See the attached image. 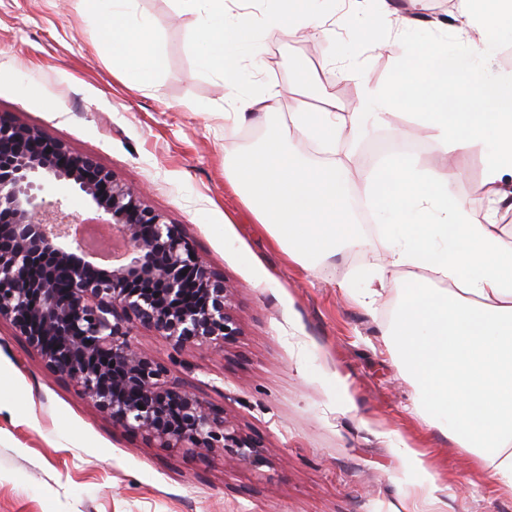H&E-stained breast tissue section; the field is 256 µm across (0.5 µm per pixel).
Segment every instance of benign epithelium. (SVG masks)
<instances>
[{"instance_id": "7a95c632", "label": "benign epithelium", "mask_w": 512, "mask_h": 512, "mask_svg": "<svg viewBox=\"0 0 512 512\" xmlns=\"http://www.w3.org/2000/svg\"><path fill=\"white\" fill-rule=\"evenodd\" d=\"M79 191L124 241L109 262L76 232L84 220L47 186ZM233 289L197 254L183 226L88 156L0 118V324L71 382L112 425L158 448L264 467V445L130 340L141 326L178 350H221L238 335Z\"/></svg>"}]
</instances>
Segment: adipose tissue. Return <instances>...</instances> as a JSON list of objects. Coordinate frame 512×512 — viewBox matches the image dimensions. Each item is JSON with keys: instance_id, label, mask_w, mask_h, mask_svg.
Instances as JSON below:
<instances>
[{"instance_id": "1", "label": "adipose tissue", "mask_w": 512, "mask_h": 512, "mask_svg": "<svg viewBox=\"0 0 512 512\" xmlns=\"http://www.w3.org/2000/svg\"><path fill=\"white\" fill-rule=\"evenodd\" d=\"M181 13L196 15L192 45L202 64L222 75L232 95L227 122L241 126L274 112L279 93L248 89L246 67H258L261 49L249 14L224 18V0H177ZM267 14L268 34L291 36L283 22L296 16L300 29L319 31L318 0H279ZM457 19L466 39L456 56L438 42L400 70L387 87L361 86L354 111H343L332 90L316 103L295 101L289 115L309 137L332 145L337 133L374 114L389 122L391 109L417 110L422 129L448 153L461 156L486 146L482 185L487 209L471 218L457 197L455 169L419 166L411 158L374 170L362 195L386 219L380 240L392 267L432 273V287L405 289L390 326L404 373L426 405L444 407L448 429L476 464L512 494V247L496 231L503 204L512 200V70L489 75L485 59L503 51L512 27V0H459ZM89 15L107 11L114 55L149 83L164 56L134 21L135 0H81Z\"/></svg>"}]
</instances>
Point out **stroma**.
Instances as JSON below:
<instances>
[{
	"label": "stroma",
	"instance_id": "stroma-1",
	"mask_svg": "<svg viewBox=\"0 0 512 512\" xmlns=\"http://www.w3.org/2000/svg\"><path fill=\"white\" fill-rule=\"evenodd\" d=\"M457 0H320L335 60L307 34L266 37L257 80L280 92L285 139L310 162H346L362 185L395 141L367 115L323 152L290 121L296 93L322 88L340 106L360 83L381 86L429 42L455 50ZM166 65L150 84L103 45L105 16L78 0H0V117L39 129L93 157L146 203L182 225L201 258L233 288L239 334L223 351L136 346L171 382L223 408L261 438L260 470L155 447L113 426L68 381L49 375L8 325L0 326V512H512V495L415 410L387 329L411 276L389 266L377 220L364 248L342 245L308 273L257 224L224 174V150L260 140L264 122L225 126L229 92L187 48L194 17L175 0H136ZM484 148L460 157L454 189L482 221ZM373 305H364L366 288Z\"/></svg>",
	"mask_w": 512,
	"mask_h": 512
}]
</instances>
